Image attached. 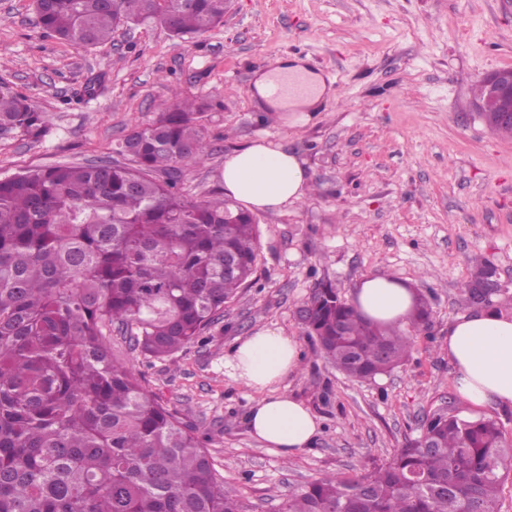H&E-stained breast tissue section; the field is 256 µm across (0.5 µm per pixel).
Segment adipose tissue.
<instances>
[{
	"instance_id": "obj_1",
	"label": "adipose tissue",
	"mask_w": 512,
	"mask_h": 512,
	"mask_svg": "<svg viewBox=\"0 0 512 512\" xmlns=\"http://www.w3.org/2000/svg\"><path fill=\"white\" fill-rule=\"evenodd\" d=\"M301 81L299 91L275 93L277 83ZM326 92L323 79L295 58L258 75L252 94L269 108L311 112ZM224 193L260 211H279L301 201L309 178L299 159L281 146L254 143L224 158ZM417 293L406 281L388 274L364 276L356 285L352 305L383 326L408 327ZM300 359L296 337L271 325L240 339L224 355L233 380L260 391L247 417L251 434L281 455L308 448L319 432L315 414L301 401L280 392ZM448 359L460 400L473 408H512V316L496 310L456 317L448 324Z\"/></svg>"
}]
</instances>
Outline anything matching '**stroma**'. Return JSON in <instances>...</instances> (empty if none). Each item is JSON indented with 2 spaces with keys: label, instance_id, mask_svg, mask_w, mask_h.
Returning <instances> with one entry per match:
<instances>
[{
  "label": "stroma",
  "instance_id": "35a3bbf8",
  "mask_svg": "<svg viewBox=\"0 0 512 512\" xmlns=\"http://www.w3.org/2000/svg\"><path fill=\"white\" fill-rule=\"evenodd\" d=\"M292 57L327 83L321 107L298 123L252 95L257 73ZM510 66L512 0H233L223 26L196 38L131 25L86 49L43 34L33 0H0V85L50 116L41 139L0 136V179L112 159L177 91L209 104L199 122L211 155L184 165L186 199L223 198L224 157L241 146L263 139L298 156L307 197L258 213L254 281L202 341L157 360L121 329L109 337L113 355L135 361L145 387L206 437L247 512H282L289 492L387 462L427 416L460 409L448 323L476 309L464 292L473 261L495 268L512 295V137L476 107L483 77ZM375 273L408 281L432 317L399 367L353 381L320 356L299 311L319 282L347 300ZM269 324L300 344L282 391L321 424L290 457L250 434L258 394L224 372L235 340Z\"/></svg>",
  "mask_w": 512,
  "mask_h": 512
}]
</instances>
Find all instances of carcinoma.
<instances>
[{
	"instance_id": "cac0c4a2",
	"label": "carcinoma",
	"mask_w": 512,
	"mask_h": 512,
	"mask_svg": "<svg viewBox=\"0 0 512 512\" xmlns=\"http://www.w3.org/2000/svg\"><path fill=\"white\" fill-rule=\"evenodd\" d=\"M39 26L75 48L122 25L157 22L179 40L224 25V0H34ZM206 104L174 92L150 125L91 165L59 163L0 180V512H244L195 428L113 357L112 326L162 359L194 344L250 285L257 221L230 202H189L181 166L210 146ZM48 113L0 88V135L39 139ZM481 263L468 297L486 281ZM411 330L363 317L329 283L305 324L323 358L364 380L398 366ZM432 448L411 439L353 478L325 474L282 512H500L506 440L490 418L440 415Z\"/></svg>"
}]
</instances>
